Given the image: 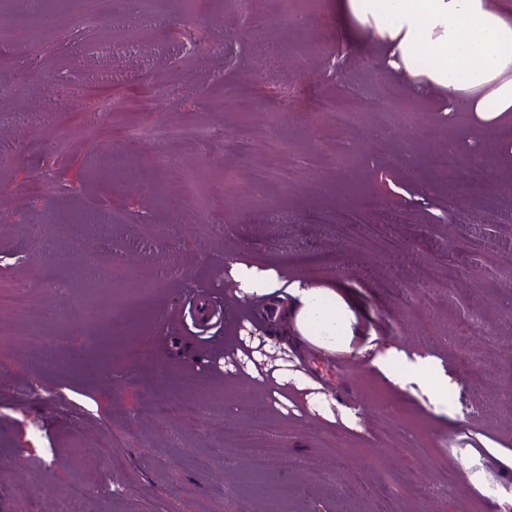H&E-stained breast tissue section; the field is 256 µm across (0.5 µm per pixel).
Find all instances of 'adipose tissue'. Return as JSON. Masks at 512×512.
Returning a JSON list of instances; mask_svg holds the SVG:
<instances>
[{"mask_svg":"<svg viewBox=\"0 0 512 512\" xmlns=\"http://www.w3.org/2000/svg\"><path fill=\"white\" fill-rule=\"evenodd\" d=\"M334 15L348 39L382 49L387 69L463 103L487 132L512 115V9L498 0H336ZM226 271L236 296L283 304L293 316L295 331L274 323L266 330L284 344L332 349L347 335L335 292L240 261Z\"/></svg>","mask_w":512,"mask_h":512,"instance_id":"obj_1","label":"adipose tissue"}]
</instances>
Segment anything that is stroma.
Masks as SVG:
<instances>
[{"mask_svg":"<svg viewBox=\"0 0 512 512\" xmlns=\"http://www.w3.org/2000/svg\"><path fill=\"white\" fill-rule=\"evenodd\" d=\"M198 2L68 0L34 30L44 0H0V286L32 288L46 312L33 341L0 337V512H54L76 486L89 512H498L512 500V125L485 178L449 198L482 125L349 41L334 0ZM255 75L245 112L235 92ZM284 95L269 134L253 115ZM352 95L366 108L337 129L322 106ZM151 124L213 137L132 138ZM236 133L246 153L226 151ZM163 151L172 171L152 162ZM292 156L306 166L278 176ZM233 261L349 298L350 341L297 354L323 410L292 385L272 406L268 384L225 374L244 308L267 305L235 296ZM198 284L221 293L225 336L199 340ZM128 325L147 353L69 369ZM387 346L428 358L433 382L378 370ZM169 397L195 400L198 420L157 416ZM242 437L271 449L264 473Z\"/></svg>","mask_w":512,"mask_h":512,"instance_id":"1","label":"stroma"}]
</instances>
